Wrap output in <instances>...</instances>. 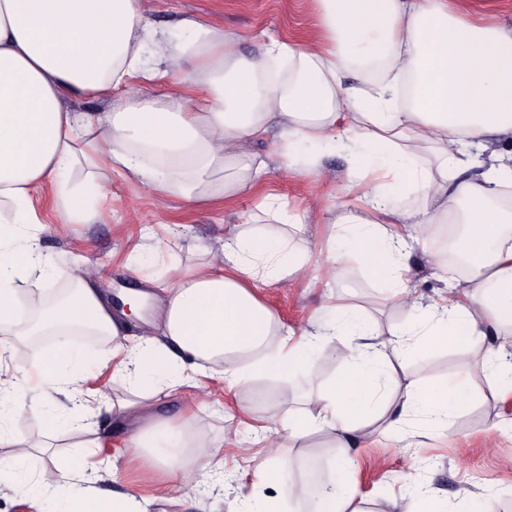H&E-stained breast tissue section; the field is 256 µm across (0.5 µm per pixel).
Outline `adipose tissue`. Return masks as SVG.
Wrapping results in <instances>:
<instances>
[{"label":"adipose tissue","mask_w":512,"mask_h":512,"mask_svg":"<svg viewBox=\"0 0 512 512\" xmlns=\"http://www.w3.org/2000/svg\"><path fill=\"white\" fill-rule=\"evenodd\" d=\"M319 29L310 43L269 40L242 56L238 35L223 25L186 20L190 37L168 41L146 20L139 0H0V355L19 320L31 335H57L54 348L32 367L0 370V478L27 491L30 446L8 426L56 392L64 415L46 418L54 436L62 417L79 422L81 361L68 342L85 330L108 337L106 358L125 377L132 396L113 404L126 418L155 407L183 380L212 362L224 365L228 388L248 390L253 378L313 376L314 354L331 337H345L341 367L311 408H280L263 426L265 458L255 475L280 484L281 451L314 431L333 430L340 448L329 471L309 477L307 512H348L354 450L373 429L390 433L410 418L447 429L475 403L488 408L489 429H504L503 405L512 402V352L493 339L512 327V212L497 201L512 187V154L485 156L488 144L512 143V25L465 15L453 0H312ZM181 89L159 99L129 94L108 112L73 111L71 94L100 96L128 79L145 83L171 74ZM276 137L274 151L289 168L320 173V156L337 149L350 164L343 191L357 205L333 212L326 268L353 262L386 287L413 329H373L356 308L334 305L324 325L275 337L273 313L255 297L256 280L281 281L305 272L308 257L293 228L299 215L283 197L267 194L258 206L276 232L235 228L207 271L183 275L172 267L159 334L126 345L128 324L82 266L58 267L45 258L33 196L50 190L57 222L88 224L95 182L72 186L75 165L122 171L167 196L198 205L252 191L267 168L250 144ZM418 193V208L395 207ZM457 236L468 262L463 281L447 284L437 300L407 287L416 247ZM75 290L45 308L20 300L24 284L45 274ZM452 347L459 373L481 351L488 383L480 394L447 382L397 380L400 403L381 385L393 361L416 346ZM148 452L175 490L192 486L183 468L215 473L208 442L188 423L152 420L128 438ZM62 512H138L133 496L99 497L72 487Z\"/></svg>","instance_id":"1"}]
</instances>
